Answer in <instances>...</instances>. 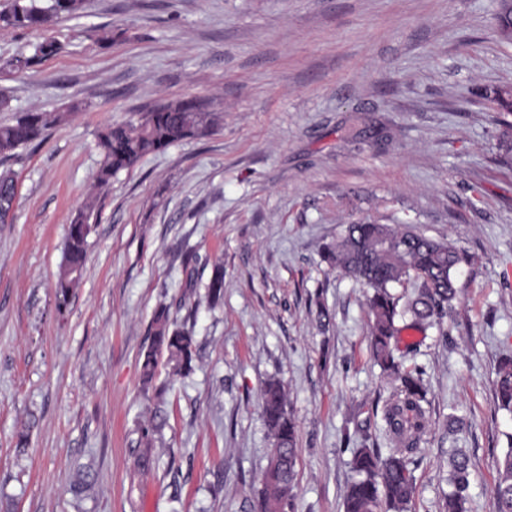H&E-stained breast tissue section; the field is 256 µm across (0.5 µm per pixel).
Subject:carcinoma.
Returning <instances> with one entry per match:
<instances>
[{"mask_svg": "<svg viewBox=\"0 0 512 512\" xmlns=\"http://www.w3.org/2000/svg\"><path fill=\"white\" fill-rule=\"evenodd\" d=\"M84 0H6L0 9V28L42 30L53 20L72 17L83 9ZM512 0H501L495 25L501 40L512 42L509 19ZM62 45L51 37L35 44L29 57H15L6 65L23 70L55 55ZM500 117L497 148L499 162L512 167V101H497ZM60 115L32 111L11 124H0V155L8 158L15 151L40 139L56 124ZM220 113L192 102L159 106L138 119L108 127L99 136L103 162L97 186L109 183L116 173L137 164L143 157L163 150L187 137L202 136L214 128ZM97 198L91 197L71 224L66 242L65 264L59 275L55 298L57 310L64 313L70 294L82 276L88 238L98 223ZM322 257L372 290L368 297L370 336L373 355L387 375L398 382L384 408V419L394 452L381 458L377 451L362 443L354 451V476L347 487L344 512H409L415 483L408 468V454L426 428L427 388L423 378L401 369L394 345L399 333L398 319L410 317V326L422 329L443 318L457 298L455 272L464 253L453 243L436 240L410 228L381 224L364 219L346 226L336 241L325 246ZM412 282L418 291L401 299L392 289ZM224 278L215 270L208 284V298L218 302L223 295ZM167 355L179 372L192 369L196 341L192 330L170 320L169 309L155 314L151 344L142 354L143 384L149 386L156 376L159 357ZM497 407L512 413V358L506 359L496 373ZM262 411L272 443L262 475L260 491L262 512H293L296 497L295 467L296 424L287 411L283 386L269 380L262 391ZM450 471L445 512H468L470 459L460 448L449 451ZM492 512H512V436L509 451L499 468L494 489Z\"/></svg>", "mask_w": 512, "mask_h": 512, "instance_id": "carcinoma-1", "label": "carcinoma"}]
</instances>
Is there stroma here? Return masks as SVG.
Listing matches in <instances>:
<instances>
[{
	"mask_svg": "<svg viewBox=\"0 0 512 512\" xmlns=\"http://www.w3.org/2000/svg\"><path fill=\"white\" fill-rule=\"evenodd\" d=\"M497 6L85 0L45 32L0 30V124L65 115L0 159L18 186L0 224V512H260L272 377L297 426L295 512H344L354 445L391 451L394 383L371 352L365 290L321 256L361 218L451 240L468 258L441 324L403 330L396 357L427 386L411 512H442L452 448L470 458L469 512H491L512 447L495 398L512 356V168L496 160L493 102L512 86V44L495 32ZM45 35L59 54L6 67ZM189 100L221 112L219 125L97 189L102 130ZM92 195L100 220L61 314L64 244ZM163 306L192 328L197 356L184 377L160 359L157 398L141 354ZM87 465L93 487L75 494Z\"/></svg>",
	"mask_w": 512,
	"mask_h": 512,
	"instance_id": "35a3bbf8",
	"label": "stroma"
}]
</instances>
